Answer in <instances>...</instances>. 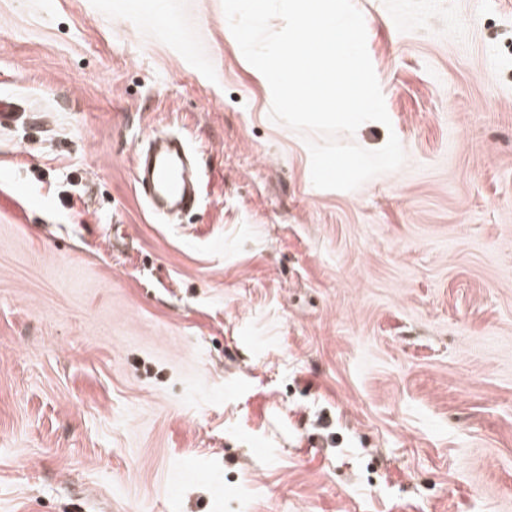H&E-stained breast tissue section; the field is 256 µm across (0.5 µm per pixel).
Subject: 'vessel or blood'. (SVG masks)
Returning a JSON list of instances; mask_svg holds the SVG:
<instances>
[{
  "label": "vessel or blood",
  "mask_w": 512,
  "mask_h": 512,
  "mask_svg": "<svg viewBox=\"0 0 512 512\" xmlns=\"http://www.w3.org/2000/svg\"><path fill=\"white\" fill-rule=\"evenodd\" d=\"M133 178L155 211L186 212L199 205L198 186L182 140L163 139L149 148L136 150Z\"/></svg>",
  "instance_id": "vessel-or-blood-1"
}]
</instances>
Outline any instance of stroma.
<instances>
[{"mask_svg": "<svg viewBox=\"0 0 512 512\" xmlns=\"http://www.w3.org/2000/svg\"><path fill=\"white\" fill-rule=\"evenodd\" d=\"M353 3L405 162L334 191L222 0H0V512H512V0ZM188 158L185 143L175 138L135 151L133 178L155 211L186 212L198 207L199 190Z\"/></svg>", "mask_w": 512, "mask_h": 512, "instance_id": "obj_1", "label": "stroma"}]
</instances>
